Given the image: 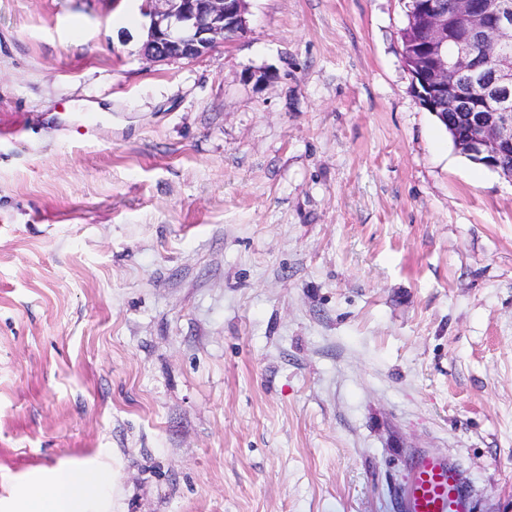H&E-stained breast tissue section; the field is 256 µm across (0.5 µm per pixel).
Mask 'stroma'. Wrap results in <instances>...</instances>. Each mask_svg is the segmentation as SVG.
I'll list each match as a JSON object with an SVG mask.
<instances>
[{"label": "stroma", "instance_id": "1", "mask_svg": "<svg viewBox=\"0 0 512 512\" xmlns=\"http://www.w3.org/2000/svg\"><path fill=\"white\" fill-rule=\"evenodd\" d=\"M143 0H0V512H512V182L410 89L404 0H247L188 62ZM266 80H250L253 72ZM403 512H471L462 478L448 458L417 457L401 497ZM48 494L27 492L32 505L27 512H107L108 491L113 485L108 467L95 470L50 469L45 480Z\"/></svg>", "mask_w": 512, "mask_h": 512}]
</instances>
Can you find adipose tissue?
<instances>
[{
	"label": "adipose tissue",
	"mask_w": 512,
	"mask_h": 512,
	"mask_svg": "<svg viewBox=\"0 0 512 512\" xmlns=\"http://www.w3.org/2000/svg\"><path fill=\"white\" fill-rule=\"evenodd\" d=\"M45 483L49 493L27 492V512H108V491L113 483L109 468L51 469Z\"/></svg>",
	"instance_id": "1"
}]
</instances>
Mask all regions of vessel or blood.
<instances>
[{"mask_svg":"<svg viewBox=\"0 0 512 512\" xmlns=\"http://www.w3.org/2000/svg\"><path fill=\"white\" fill-rule=\"evenodd\" d=\"M402 512H470L471 502L454 463L419 455L401 497Z\"/></svg>","mask_w":512,"mask_h":512,"instance_id":"vessel-or-blood-1","label":"vessel or blood"}]
</instances>
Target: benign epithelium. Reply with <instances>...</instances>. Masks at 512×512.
Instances as JSON below:
<instances>
[{
    "label": "benign epithelium",
    "mask_w": 512,
    "mask_h": 512,
    "mask_svg": "<svg viewBox=\"0 0 512 512\" xmlns=\"http://www.w3.org/2000/svg\"><path fill=\"white\" fill-rule=\"evenodd\" d=\"M451 8L466 23L462 39L438 0L409 6L411 27L426 33L406 68L411 91L424 108L467 105L466 130L453 133L458 149L512 181V170L494 164L512 148V62L502 59L487 74L472 68L477 47L501 53L512 47V0H453ZM142 12L149 19L142 54L153 62L196 60L224 43L228 30L236 36L247 30L245 0H143Z\"/></svg>",
    "instance_id": "benign-epithelium-1"
}]
</instances>
